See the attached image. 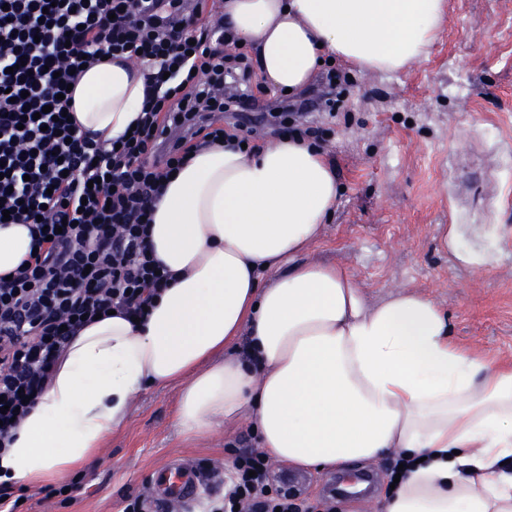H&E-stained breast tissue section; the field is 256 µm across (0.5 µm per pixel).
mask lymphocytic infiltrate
I'll list each match as a JSON object with an SVG mask.
<instances>
[{"label":"lymphocytic infiltrate","mask_w":512,"mask_h":512,"mask_svg":"<svg viewBox=\"0 0 512 512\" xmlns=\"http://www.w3.org/2000/svg\"><path fill=\"white\" fill-rule=\"evenodd\" d=\"M124 54L145 71L142 116L119 148L75 133L65 93L82 63ZM348 84L321 70L302 96L268 97L245 46L211 0H0V208L31 227L33 251L0 276V452L32 410L74 335L96 315L148 314L169 286L147 220L162 181L198 144L251 128L224 123L265 101L261 118L311 142L312 107L334 109ZM271 464L241 452L207 512H304L273 494Z\"/></svg>","instance_id":"obj_1"}]
</instances>
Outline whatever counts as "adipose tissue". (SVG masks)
I'll list each match as a JSON object with an SVG mask.
<instances>
[{
	"mask_svg": "<svg viewBox=\"0 0 512 512\" xmlns=\"http://www.w3.org/2000/svg\"><path fill=\"white\" fill-rule=\"evenodd\" d=\"M224 20L254 49L263 83L296 93L334 57L362 73L405 70L428 55L446 10L445 0H224ZM144 95L143 70L112 55L73 85V116L112 140ZM338 196L329 159L304 140L192 151L164 180L149 230L170 287L144 321L114 314L71 339L0 455V482L65 475L125 425L132 395L176 384L188 437L246 418L277 461L333 470L398 451L405 467L381 512H512V362L460 345L425 294L372 304L347 269L304 260ZM31 242L28 225L0 224V275Z\"/></svg>",
	"mask_w": 512,
	"mask_h": 512,
	"instance_id": "adipose-tissue-1",
	"label": "adipose tissue"
}]
</instances>
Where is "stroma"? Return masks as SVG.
Instances as JSON below:
<instances>
[{
  "label": "stroma",
  "instance_id": "stroma-1",
  "mask_svg": "<svg viewBox=\"0 0 512 512\" xmlns=\"http://www.w3.org/2000/svg\"><path fill=\"white\" fill-rule=\"evenodd\" d=\"M447 2L427 59L401 74L353 73L343 109L313 112L342 192L311 256L348 267L372 301L404 287L427 294L458 343L511 361L512 0ZM445 227L460 249L490 254L491 263H461L442 246ZM178 394L174 385L139 393L126 425L80 467L71 503L18 487L22 512H122L125 496L151 497L150 478L168 463H194L223 483L224 461L242 449L248 425L186 439L175 425ZM351 469L374 478L352 500L331 497L336 472L274 465L278 486L314 512L351 501L379 512L385 462Z\"/></svg>",
  "mask_w": 512,
  "mask_h": 512
}]
</instances>
